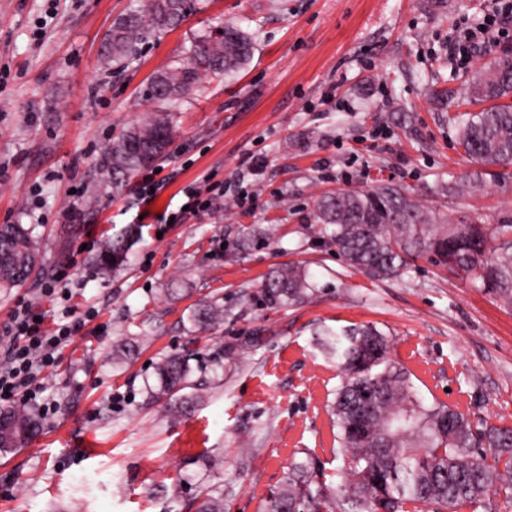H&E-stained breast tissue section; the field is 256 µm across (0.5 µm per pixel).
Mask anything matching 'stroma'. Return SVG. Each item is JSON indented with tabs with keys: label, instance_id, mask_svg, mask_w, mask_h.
I'll return each mask as SVG.
<instances>
[{
	"label": "stroma",
	"instance_id": "35a3bbf8",
	"mask_svg": "<svg viewBox=\"0 0 512 512\" xmlns=\"http://www.w3.org/2000/svg\"><path fill=\"white\" fill-rule=\"evenodd\" d=\"M137 0H56L40 40L30 27L43 0H0V225L31 227L39 269L0 291V329L19 297L55 321L63 311L96 315L45 372L57 405L40 434L0 452V512H193L195 487L173 497L194 461L218 456L211 484L224 512H264L296 463L312 460L327 484L345 479L329 412L340 381L317 344L325 326L372 325L395 359L418 375L426 399L467 405L472 417L512 411V307L418 260L403 276L372 281L311 231L318 200L337 190L397 185L457 224L512 220V177L486 180L452 197L449 182L477 165L458 148L448 116L459 91L512 41L459 65L448 46L461 21L480 23L492 0H196L176 28L145 38L124 67L102 61L112 23ZM251 33L256 50L232 77L203 79L172 108L174 133L158 166L165 186L155 211L139 217L137 180H101L107 147L153 105L154 75L187 61L197 36L224 23ZM268 165L238 181L249 156ZM227 202L175 224L182 190L202 177ZM40 189L41 217L23 203ZM253 194L249 212L232 197ZM123 239V262L93 264L106 239ZM291 263L313 275L309 302L280 308L262 300L272 272ZM67 271L79 288L67 305L41 295ZM224 320L197 333L200 299ZM132 352L113 366L118 344ZM197 356L194 404L173 416L145 400L156 361Z\"/></svg>",
	"mask_w": 512,
	"mask_h": 512
}]
</instances>
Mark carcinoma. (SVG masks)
Instances as JSON below:
<instances>
[{"instance_id":"1","label":"carcinoma","mask_w":512,"mask_h":512,"mask_svg":"<svg viewBox=\"0 0 512 512\" xmlns=\"http://www.w3.org/2000/svg\"><path fill=\"white\" fill-rule=\"evenodd\" d=\"M192 8L193 0H144L113 23L103 41L105 58L121 65L147 35L178 26ZM252 52L253 37L233 24L198 36L188 63L153 77L146 99L160 108L112 142L101 177L129 179L164 159L173 134L168 106L207 76L238 72ZM463 99L481 109L449 120L458 126V147L481 169L448 184L450 195L479 187L485 176L497 175L495 167L512 166V57H494L473 77ZM313 234L371 280L400 277L425 258L468 275L483 292L512 306V223L455 224L401 189L384 186L322 197ZM38 251L37 239L24 225H0V288L25 284ZM121 251L109 240L96 262L108 269ZM315 288L308 270L291 263L269 275L263 295L269 305L286 308L309 300ZM189 318L205 332L224 319V306L199 303ZM318 345L341 371L332 415L347 477L331 491L319 482L315 463H300L267 500L266 512H477L494 485L504 512H512V423L507 416L475 420L458 403L427 402L414 374L391 356L388 337L371 326L325 327ZM193 360L189 351L163 357L154 368L148 399L164 398L184 409L187 398L180 392L191 386ZM0 421V451L19 448L41 431L39 415L31 409L1 410ZM195 503V512H224V489L204 486Z\"/></svg>"}]
</instances>
